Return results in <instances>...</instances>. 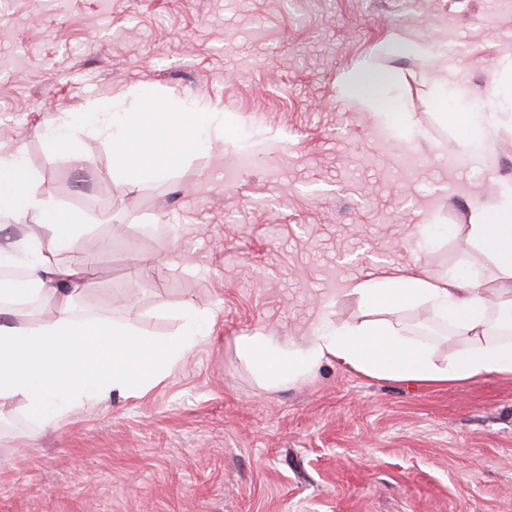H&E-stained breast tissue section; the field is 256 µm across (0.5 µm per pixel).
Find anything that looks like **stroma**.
<instances>
[{"instance_id": "obj_1", "label": "stroma", "mask_w": 512, "mask_h": 512, "mask_svg": "<svg viewBox=\"0 0 512 512\" xmlns=\"http://www.w3.org/2000/svg\"><path fill=\"white\" fill-rule=\"evenodd\" d=\"M451 69L447 86L442 70ZM512 0H0V147L86 215L80 317L210 334L160 383L44 426L0 410V512H512V376H366L327 358L270 388L236 347L359 322L352 281L495 269L474 209L512 184ZM226 137L133 188L112 146L48 149L61 112L140 94ZM249 155L241 165V155Z\"/></svg>"}]
</instances>
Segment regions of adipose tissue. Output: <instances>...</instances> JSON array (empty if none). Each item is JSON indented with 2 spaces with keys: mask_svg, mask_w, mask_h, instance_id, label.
<instances>
[{
  "mask_svg": "<svg viewBox=\"0 0 512 512\" xmlns=\"http://www.w3.org/2000/svg\"><path fill=\"white\" fill-rule=\"evenodd\" d=\"M92 129L111 143L112 177L127 187L168 173L176 155L224 138L223 122L172 111L149 95L130 108L113 101L111 111L95 113ZM30 215L35 223L12 245L0 247V265L21 266L38 293L55 300L56 312L46 319L19 309L8 301L15 288L0 283V314L10 315L0 323V400L23 399L30 416L48 425L112 393L151 388L208 336V320L194 309L176 341L142 338L108 319L77 318L73 296L86 278V265L63 258L74 252L86 218L61 209L25 175L21 150H0V223ZM466 243L493 264L501 306L512 311V185L502 186L493 206L472 213ZM483 288L475 277H439L424 269L363 279L351 292L382 310V318L322 325L297 350L281 348L259 332L239 337L237 346L273 386L308 375L328 357L374 378L401 381L452 383L512 374V340L490 338ZM419 305L450 323L466 344L462 352L437 358L430 340L393 320L398 309Z\"/></svg>",
  "mask_w": 512,
  "mask_h": 512,
  "instance_id": "obj_1",
  "label": "adipose tissue"
}]
</instances>
